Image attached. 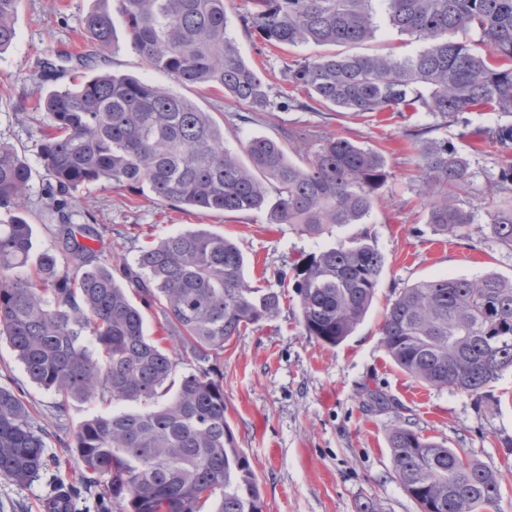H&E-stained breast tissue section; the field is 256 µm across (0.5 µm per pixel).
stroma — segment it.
I'll return each mask as SVG.
<instances>
[{
    "label": "stroma",
    "mask_w": 512,
    "mask_h": 512,
    "mask_svg": "<svg viewBox=\"0 0 512 512\" xmlns=\"http://www.w3.org/2000/svg\"><path fill=\"white\" fill-rule=\"evenodd\" d=\"M99 6V0H21L16 38L0 52V141L14 146L33 170L26 206L38 254L54 243L41 215L46 180L32 119L34 105L48 88L40 79L43 63L62 67L59 81L64 84L76 73L78 55L91 53L93 72L173 86L170 76L145 67L130 48L97 49L81 37L82 17ZM242 10V0H227L228 28L243 57L265 77L268 109L242 123L236 118L240 105L221 91L180 85L177 93L214 113L224 124L226 146L238 153L256 135L283 139L291 128L308 129L318 139L343 136L380 151L391 178L368 224L309 237L293 225L269 223L263 211L224 215L176 209L149 194L96 185L78 192L77 206L90 210L104 226L97 249L112 263L131 265L149 241L203 227L238 243L246 258L245 276L253 285L275 288L276 270H293L310 254L346 244L354 233L366 230L387 264L373 304L351 336L331 346L305 335L298 324V297L289 287L279 314L243 329L226 345L217 365L230 431L259 479L263 512H357L364 502L373 512H419L392 467L387 436L398 419L425 437L465 449L496 473L499 508L512 512V372L471 397L409 377L381 345L386 307L402 288L446 276L473 279L496 273L512 278V250L490 237L484 210H477L462 238L436 232L427 222L418 158L405 131L429 126L433 138L453 141L458 126L437 124L426 112L297 110L296 102L307 101V91L289 85L283 72L294 61L318 55L319 47H267L244 31ZM0 384L23 389L48 428L52 453L73 442L77 425L101 410L97 402L74 400L66 419H56L55 395L29 379L4 340ZM368 388L397 403L398 413L367 407L363 392ZM50 496L48 477L28 486L0 479V502L15 512H48Z\"/></svg>",
    "instance_id": "stroma-1"
}]
</instances>
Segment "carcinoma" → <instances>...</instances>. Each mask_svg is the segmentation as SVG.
Instances as JSON below:
<instances>
[{
    "label": "carcinoma",
    "mask_w": 512,
    "mask_h": 512,
    "mask_svg": "<svg viewBox=\"0 0 512 512\" xmlns=\"http://www.w3.org/2000/svg\"><path fill=\"white\" fill-rule=\"evenodd\" d=\"M225 0H118L128 47L181 85H204L263 112L268 86L227 31ZM243 29L273 47L334 45L342 51L288 67V82L311 91L300 109L429 112L460 126L475 153L512 152V121L470 127L466 112L512 116V0H246ZM19 0H0V49L16 37ZM422 48L405 57L352 49L372 39L378 13ZM87 41L116 43L112 11L82 18ZM40 157L47 175L45 218L54 249L30 264L25 200L33 173L0 142V337L29 379L57 397L56 419L72 400L110 402L74 434L78 476L53 474L52 512H263L259 480L234 444L224 386L214 363L241 329L275 317L284 294L251 285L245 256L222 234L199 228L160 237L135 265L101 260L92 212L76 209L88 184L144 188L163 203L202 212L264 211L271 224L302 234L364 224L391 177L384 159L343 137H326L298 159L266 136L242 158L224 144V126L189 99L110 72L85 76L39 98ZM406 136L417 151L428 223L460 235L475 172L452 141ZM488 230L512 248V166L488 185ZM385 255L365 232L294 268L299 324L330 345L350 336L373 301ZM154 310L182 350L145 333ZM381 343L412 377L478 395L512 370V279L438 278L401 289L381 326ZM125 408L117 410L115 406ZM22 393L0 386V479L23 485L59 456ZM396 477L420 512H497L496 475L410 427L394 425Z\"/></svg>",
    "instance_id": "cac0c4a2"
}]
</instances>
